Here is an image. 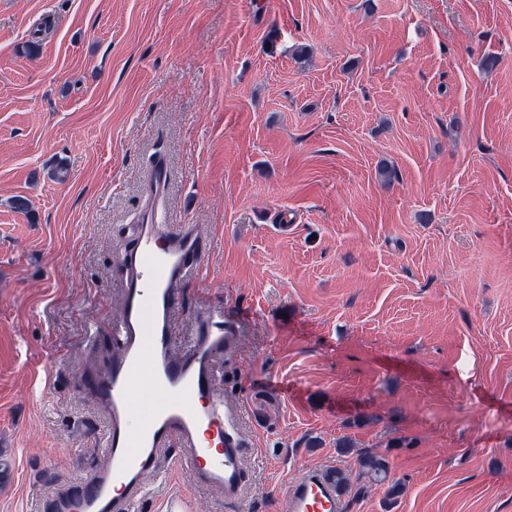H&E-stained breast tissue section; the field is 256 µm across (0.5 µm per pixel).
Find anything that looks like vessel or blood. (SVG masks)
I'll return each instance as SVG.
<instances>
[{"label":"vessel or blood","instance_id":"b4317fda","mask_svg":"<svg viewBox=\"0 0 512 512\" xmlns=\"http://www.w3.org/2000/svg\"><path fill=\"white\" fill-rule=\"evenodd\" d=\"M134 245L120 264L122 310L111 325L112 348L83 374L85 386L107 412L103 464L85 481L53 496L51 512H135L149 489L148 476L165 477L172 446H180L195 483L240 502L246 439L219 389V362L239 343L238 319L220 308L199 312L191 336L178 345L175 290L194 274L204 240L194 224L160 223L147 207L132 227ZM167 392L140 426L131 423L134 385ZM285 512H344L326 482L310 468L294 479Z\"/></svg>","mask_w":512,"mask_h":512}]
</instances>
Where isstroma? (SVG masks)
<instances>
[{
	"label": "stroma",
	"mask_w": 512,
	"mask_h": 512,
	"mask_svg": "<svg viewBox=\"0 0 512 512\" xmlns=\"http://www.w3.org/2000/svg\"><path fill=\"white\" fill-rule=\"evenodd\" d=\"M159 161L205 238L177 335L240 320L246 491L176 447L136 512H284L310 467L345 512H512V0H0V512L101 461L81 375Z\"/></svg>",
	"instance_id": "obj_1"
}]
</instances>
